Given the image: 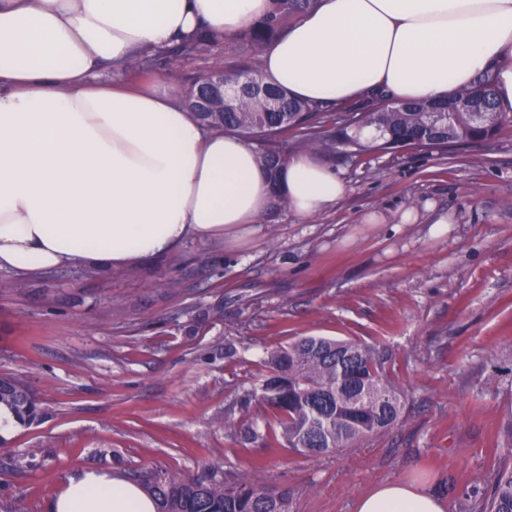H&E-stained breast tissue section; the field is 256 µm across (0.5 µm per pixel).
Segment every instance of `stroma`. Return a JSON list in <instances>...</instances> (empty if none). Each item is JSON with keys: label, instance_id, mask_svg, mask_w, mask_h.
<instances>
[{"label": "stroma", "instance_id": "35a3bbf8", "mask_svg": "<svg viewBox=\"0 0 512 512\" xmlns=\"http://www.w3.org/2000/svg\"><path fill=\"white\" fill-rule=\"evenodd\" d=\"M322 161L348 190L310 219L277 205L238 243L0 292V374L46 409L0 447V512H51L84 470L248 478L258 461L293 512H354L392 482L481 512L512 465V135ZM300 336L384 345L404 420L321 459L267 445L239 399Z\"/></svg>", "mask_w": 512, "mask_h": 512}]
</instances>
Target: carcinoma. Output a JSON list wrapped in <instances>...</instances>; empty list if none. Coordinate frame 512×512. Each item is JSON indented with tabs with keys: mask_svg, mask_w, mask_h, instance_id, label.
<instances>
[{
	"mask_svg": "<svg viewBox=\"0 0 512 512\" xmlns=\"http://www.w3.org/2000/svg\"><path fill=\"white\" fill-rule=\"evenodd\" d=\"M263 19L233 38L204 32L180 44L132 58L126 77L161 72L175 60L187 61L238 46L240 55L224 69L200 74L189 90L175 94L211 129L227 135L266 141L282 137L294 148L327 155L344 148L354 154L391 153L403 148L432 149L450 141L487 140L512 131V119L500 112L490 76L456 91L451 100L400 102L383 92L366 103L344 109L301 101L266 81L260 54L279 37L293 17L318 0H269ZM224 77V97L209 108L196 94ZM367 128L379 135L363 136ZM261 167L273 172L288 163V153L262 146ZM387 351L357 340L303 336L266 352L268 373L259 391L242 396L267 428L278 427L289 450L308 458L335 455L384 433L403 419L405 394L387 377ZM0 406L18 423L30 426L44 414L41 403L17 376H0ZM157 503V512H292L294 493L256 479L227 476L218 465L204 476L186 479L167 472L131 474ZM484 512H512V468L496 474Z\"/></svg>",
	"mask_w": 512,
	"mask_h": 512,
	"instance_id": "1",
	"label": "carcinoma"
}]
</instances>
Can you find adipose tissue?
<instances>
[{
  "label": "adipose tissue",
  "instance_id": "1",
  "mask_svg": "<svg viewBox=\"0 0 512 512\" xmlns=\"http://www.w3.org/2000/svg\"><path fill=\"white\" fill-rule=\"evenodd\" d=\"M269 0H0V269H123L186 239L255 234L277 195L310 218L345 192L313 157L277 174L215 132L163 79L118 80L135 54L183 36H235ZM266 80L343 108L376 91L445 100L483 74L512 112V0H318L261 55ZM52 512H155L111 473L68 478ZM355 512H443L432 492L389 483Z\"/></svg>",
  "mask_w": 512,
  "mask_h": 512
}]
</instances>
